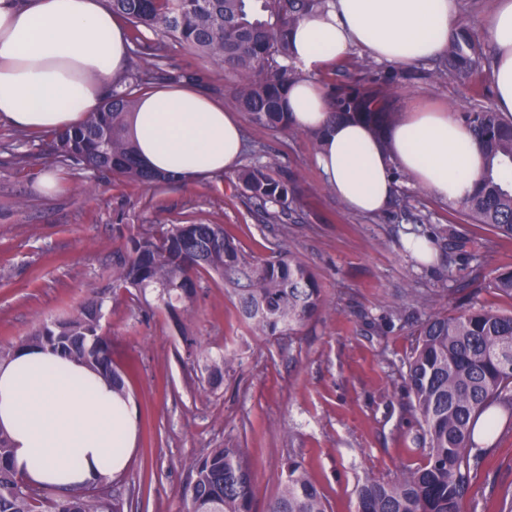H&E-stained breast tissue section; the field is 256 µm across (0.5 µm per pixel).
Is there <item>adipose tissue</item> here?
<instances>
[{"label": "adipose tissue", "mask_w": 512, "mask_h": 512, "mask_svg": "<svg viewBox=\"0 0 512 512\" xmlns=\"http://www.w3.org/2000/svg\"><path fill=\"white\" fill-rule=\"evenodd\" d=\"M456 15V0H327L290 30L303 76L288 90V119L321 134L316 163L351 211H383L399 172L446 203L469 196L480 179L484 156L457 113L415 107L379 137L363 122L333 118L312 79L356 48L397 65L436 57ZM486 27L495 104L510 116L512 0H498ZM130 51L127 27L107 0H0V122L48 133L81 123L123 74ZM126 134L147 168L186 183L236 169L243 150L237 116L192 85L146 92ZM0 432L27 483L80 490L125 469L135 417L99 372L34 347L0 362Z\"/></svg>", "instance_id": "adipose-tissue-1"}]
</instances>
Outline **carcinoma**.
Here are the masks:
<instances>
[{"mask_svg":"<svg viewBox=\"0 0 512 512\" xmlns=\"http://www.w3.org/2000/svg\"><path fill=\"white\" fill-rule=\"evenodd\" d=\"M109 0L112 11L134 32L149 30L162 39L136 54L127 75L112 84L103 106L77 126L53 134L59 162L76 161L108 171L151 189L173 179L150 172L137 158L136 145L125 135L127 115L150 87L152 67L170 39L224 68L231 77L236 105L251 121L275 132L294 133L283 100L300 73L287 65L292 47L289 30L303 17L325 7L326 0ZM490 65L485 41L458 22L448 47L429 76L451 78L471 87ZM403 74L387 69L372 86H331L327 104L337 117L363 120L381 134L398 119L390 88ZM475 93L460 119L473 132L485 156L486 169L472 195L459 202L463 216L512 240V120ZM274 157L247 164L235 175V186L261 207L288 208L296 180L279 173ZM122 243L112 261V289L134 290L138 302L152 294L156 307L173 318L191 309L202 275L232 285L242 321L263 336L293 333L325 308L316 275L291 252L251 264L242 258L218 224H158L139 233H119ZM512 300V269L495 272L486 283ZM104 300L88 299L76 313L40 321L17 343L0 345V361L25 346L48 347L76 357L112 382L128 397L124 374L112 357V342L101 329ZM416 345L407 358L405 380L412 408L419 416L425 462L405 468L391 479L367 477L357 484V512H462L472 474L486 452L474 440L476 421L493 405L512 411V312L470 304L450 315L436 311L414 330ZM233 359L222 353L210 360L213 383L223 381ZM10 445L0 433V512H125L112 494V479L80 494L33 487L10 467ZM191 479L184 490L189 512H253L254 472L243 448H212L191 460ZM266 512H328V502L302 463L288 459L281 492Z\"/></svg>","mask_w":512,"mask_h":512,"instance_id":"cac0c4a2","label":"carcinoma"}]
</instances>
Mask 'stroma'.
Here are the masks:
<instances>
[{
	"mask_svg": "<svg viewBox=\"0 0 512 512\" xmlns=\"http://www.w3.org/2000/svg\"><path fill=\"white\" fill-rule=\"evenodd\" d=\"M433 61L406 67L395 85L397 112L413 103L460 110L466 92L428 76ZM159 82H190L237 112L245 132L242 163L276 157L299 193L269 220L232 174L195 186L145 189L109 172L55 162L52 137L0 122V344L15 343L40 319L72 314L104 291L119 242L116 231L156 224H220L253 263L284 249L308 264L326 308L292 335L259 336L240 319L228 284L203 278L182 325L168 313L120 297L101 321L118 365L130 367L129 396L138 418L136 450L112 491L125 512H187L188 463L212 448L245 449L254 468V512H265L285 477L288 458L301 461L333 512H356V486L367 476L389 479L425 460L422 430L408 406L403 364L417 321L460 303L512 309L486 289L495 271L512 269V240L486 227L449 225L448 205L408 181L413 212L349 211L324 184L305 133H276L238 112L222 67L169 42ZM57 173L43 193L40 177ZM427 239L432 261L406 248L408 231ZM203 355L240 360L220 385L202 360H189L182 333ZM512 490V433L499 434L463 501L464 512Z\"/></svg>",
	"mask_w": 512,
	"mask_h": 512,
	"instance_id": "1",
	"label": "stroma"
}]
</instances>
